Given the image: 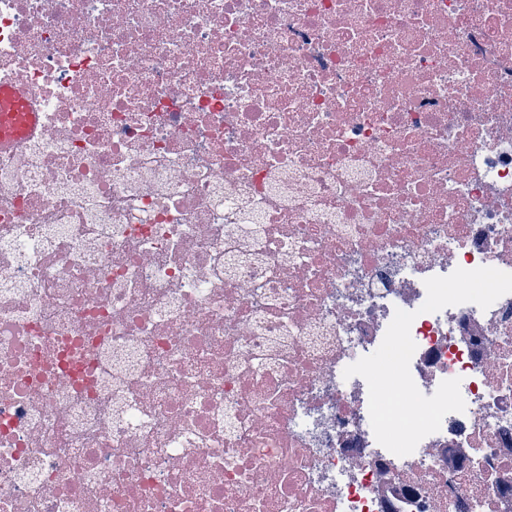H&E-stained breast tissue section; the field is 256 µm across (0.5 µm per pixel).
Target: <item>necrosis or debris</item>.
Masks as SVG:
<instances>
[{"mask_svg":"<svg viewBox=\"0 0 512 512\" xmlns=\"http://www.w3.org/2000/svg\"><path fill=\"white\" fill-rule=\"evenodd\" d=\"M0 81V512H512V293L421 310L512 273V0H0ZM39 112L25 92L14 85L0 84V149H8L39 129Z\"/></svg>","mask_w":512,"mask_h":512,"instance_id":"obj_1","label":"necrosis or debris"}]
</instances>
